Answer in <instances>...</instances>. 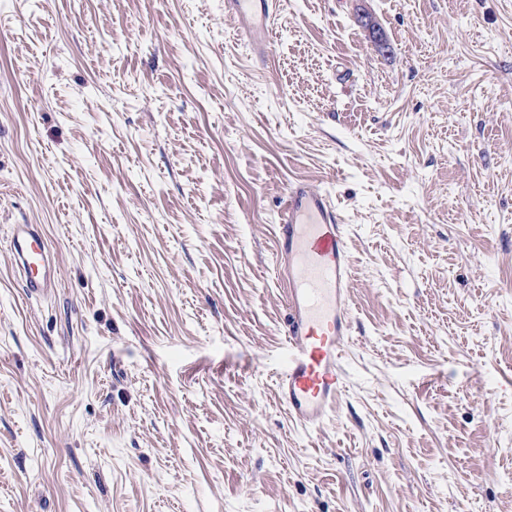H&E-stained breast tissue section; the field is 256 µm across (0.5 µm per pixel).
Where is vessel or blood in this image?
I'll return each instance as SVG.
<instances>
[{
    "instance_id": "vessel-or-blood-1",
    "label": "vessel or blood",
    "mask_w": 512,
    "mask_h": 512,
    "mask_svg": "<svg viewBox=\"0 0 512 512\" xmlns=\"http://www.w3.org/2000/svg\"><path fill=\"white\" fill-rule=\"evenodd\" d=\"M279 8V0H224L225 14L262 59L272 51L269 23ZM277 229L280 277L287 286L278 401L291 420L316 429L345 388L342 350L352 327L349 251L328 192L307 182L288 186ZM9 248L28 297L54 287L56 266L38 225H14Z\"/></svg>"
}]
</instances>
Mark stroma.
<instances>
[{
	"instance_id": "35a3bbf8",
	"label": "stroma",
	"mask_w": 512,
	"mask_h": 512,
	"mask_svg": "<svg viewBox=\"0 0 512 512\" xmlns=\"http://www.w3.org/2000/svg\"><path fill=\"white\" fill-rule=\"evenodd\" d=\"M270 38L0 0V512H512V0H282ZM296 181L353 265L313 430L277 397ZM9 248L28 297H41L54 287L56 266L38 224H14Z\"/></svg>"
}]
</instances>
